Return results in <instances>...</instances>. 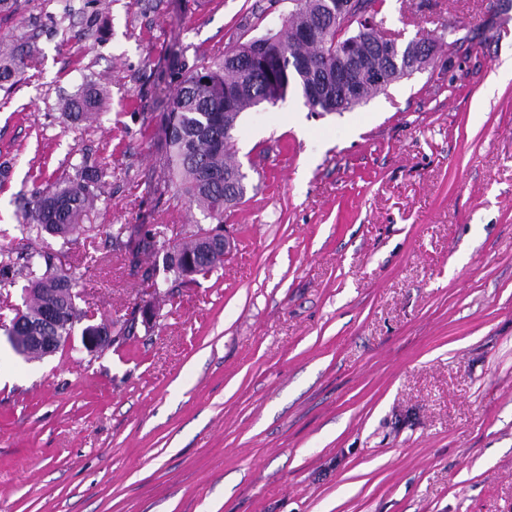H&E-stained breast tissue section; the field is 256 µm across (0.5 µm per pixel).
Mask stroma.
<instances>
[{"label":"stroma","instance_id":"35a3bbf8","mask_svg":"<svg viewBox=\"0 0 512 512\" xmlns=\"http://www.w3.org/2000/svg\"><path fill=\"white\" fill-rule=\"evenodd\" d=\"M292 0H9L34 59L0 86V253L22 199L106 168L69 244L94 323L149 305L91 355L15 354L0 332V512H512V0H383L425 69L346 112L298 94L242 114L235 250L150 296L155 256L213 220L163 168L173 54L278 30ZM459 26L451 49L442 22ZM107 92L93 124L58 103ZM164 225L154 252L120 226ZM155 231H156V229H154V228L152 231H148L147 232L148 238L146 236H144L143 238H140L138 240L134 239L135 247H134V249L131 250V252H130V246L133 242V237L137 233L136 229H130L129 227L125 228L123 226H120L116 229L115 232H112L110 237L112 239V243H114L115 246L125 248V250H127V248H128L129 253L134 255L135 251H136V254H138L140 251L146 252V251H149V250L151 251V250L155 249V236L157 234V232H155ZM126 233H129L127 235L128 239H127V241H124L123 236H125ZM148 239H150V240H148Z\"/></svg>","mask_w":512,"mask_h":512}]
</instances>
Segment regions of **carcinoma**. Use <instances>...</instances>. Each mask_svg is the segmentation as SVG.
Instances as JSON below:
<instances>
[{
  "instance_id": "1",
  "label": "carcinoma",
  "mask_w": 512,
  "mask_h": 512,
  "mask_svg": "<svg viewBox=\"0 0 512 512\" xmlns=\"http://www.w3.org/2000/svg\"><path fill=\"white\" fill-rule=\"evenodd\" d=\"M294 8L282 23L281 30L264 34L230 47L224 54L203 59L192 65L182 56L169 60L168 73L175 82L168 112L162 126L168 173L175 181L189 204L206 216L217 221L223 228L224 212L245 197V176L239 173L235 160V138L228 130L237 128L241 114L267 94V86L260 74L246 72L234 64L257 52L256 46H264V52L279 54L283 58L281 77L288 90L303 93L307 79L299 78L295 63L314 60L321 72L332 73L336 69V52L340 45L358 42L361 64L352 72L355 84L362 87L364 99H369L386 87L367 84L363 69L373 68L387 72L390 82L402 78L398 67L405 61L423 54L424 46L411 41L395 53L381 46L379 32L385 30L386 20L381 15L378 0L375 5V27L367 30H344L342 24L325 19L326 0H292ZM316 25L320 37L316 42H302L298 32ZM32 63V55L18 56L14 52L0 53V82H10L21 76ZM105 94L94 84H87L65 99L66 115L74 122H91L101 115ZM106 170L102 167L82 165L73 177L56 184L48 192H36L33 200L21 212L22 232L27 237H41L46 233L58 236L69 243V236L91 210L105 183ZM137 230L120 226L111 234L117 247H134L136 252L155 249V231L148 236L133 240ZM203 245L199 232L191 239L175 245L164 254L162 263L165 279L177 283L180 288H191L198 278H205L224 266V253L215 251L201 259L197 269L185 264L186 257L196 255ZM23 267L29 272V288L24 299L25 308L15 310L13 319L21 322L18 336L42 334L43 308L54 304L63 317L58 335L70 336L77 324L87 319V312L73 303L74 283L68 269L55 268L50 254L26 244L18 254ZM136 325V316L123 321L115 330L112 340L104 341L99 351L125 340Z\"/></svg>"
}]
</instances>
